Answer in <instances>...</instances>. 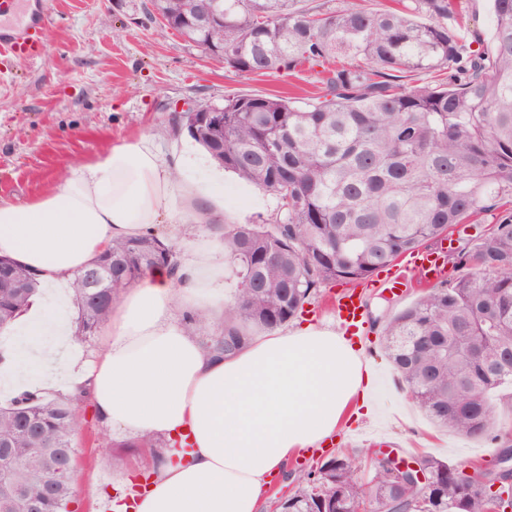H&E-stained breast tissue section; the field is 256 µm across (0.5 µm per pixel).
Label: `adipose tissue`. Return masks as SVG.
<instances>
[{
  "instance_id": "obj_1",
  "label": "adipose tissue",
  "mask_w": 512,
  "mask_h": 512,
  "mask_svg": "<svg viewBox=\"0 0 512 512\" xmlns=\"http://www.w3.org/2000/svg\"><path fill=\"white\" fill-rule=\"evenodd\" d=\"M207 166V181L183 174ZM224 170L188 142L161 157L150 137L71 165L37 200L0 201V256L36 271L45 289L19 322L32 336L7 393L73 397L89 390L101 421L166 438L151 483L111 512H265L273 475L332 436L346 415L372 411L361 346L304 325L253 337L218 357L187 325L224 320V246L184 242L176 274L157 269L114 306L100 350L83 358L69 312L74 277L113 241L179 224H220Z\"/></svg>"
}]
</instances>
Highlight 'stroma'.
<instances>
[{
  "mask_svg": "<svg viewBox=\"0 0 512 512\" xmlns=\"http://www.w3.org/2000/svg\"><path fill=\"white\" fill-rule=\"evenodd\" d=\"M148 0H30L28 14L44 31V52L30 60L0 48V200L26 202L49 193L66 169L92 160L120 140L152 137L161 153L186 139L173 118L178 108L223 104L236 94H278L299 100L320 90L317 69L291 74L241 75L207 58L199 48L146 12ZM448 24L472 50L490 51L494 38L492 0H456ZM229 203L227 221L244 224L268 216L277 206L269 194L245 192L234 174L221 187ZM339 282L321 289L294 326L337 327ZM368 324L360 338L367 370L388 388L385 412L361 417L332 435L327 445L289 461L272 480L275 491H292L301 469L323 457L351 455L359 477L369 480L377 449L369 440L389 441L402 460L432 455L453 464L499 469L502 447L512 446V405L496 402L499 442L474 440L434 425L415 405L379 344L387 320L417 298L418 289L396 298L361 287ZM75 495L71 512H96L103 496L129 492L133 470L147 471L154 451L128 447L126 435L112 431L91 401L79 409ZM112 447L100 446L102 437Z\"/></svg>",
  "mask_w": 512,
  "mask_h": 512,
  "instance_id": "stroma-1",
  "label": "stroma"
}]
</instances>
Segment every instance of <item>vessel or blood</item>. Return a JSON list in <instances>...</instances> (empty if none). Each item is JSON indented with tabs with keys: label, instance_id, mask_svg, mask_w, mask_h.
I'll list each match as a JSON object with an SVG mask.
<instances>
[{
	"label": "vessel or blood",
	"instance_id": "1",
	"mask_svg": "<svg viewBox=\"0 0 512 512\" xmlns=\"http://www.w3.org/2000/svg\"><path fill=\"white\" fill-rule=\"evenodd\" d=\"M0 47L36 59L41 55L42 44L34 37L32 25L16 23L7 28L0 27ZM447 251L448 244L442 239L436 248L409 252L401 266L377 278L375 285L390 296L402 297L408 294L411 283H437L446 274L444 257ZM336 313L345 331L359 332L364 320L360 295L353 290L342 293Z\"/></svg>",
	"mask_w": 512,
	"mask_h": 512
}]
</instances>
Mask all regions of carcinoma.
Segmentation results:
<instances>
[{
  "label": "carcinoma",
  "mask_w": 512,
  "mask_h": 512,
  "mask_svg": "<svg viewBox=\"0 0 512 512\" xmlns=\"http://www.w3.org/2000/svg\"><path fill=\"white\" fill-rule=\"evenodd\" d=\"M224 28L188 31V43L224 46L239 74L292 72L331 60L321 94L305 101L241 94L224 99V125H182L225 170L277 199L260 224H226L224 258L236 288L214 353L288 324L317 290L360 284L453 226L512 200V0L494 2V49L465 48L448 26L451 0H411L401 10L366 0H220ZM213 0H153L170 23L205 13ZM442 72L440 83L407 87L399 74ZM453 264L465 269L421 295L385 325L380 344L415 402L437 426L473 439L496 431L490 394L512 386V209ZM78 273L75 337L86 341L110 318L123 291L155 268L175 272L173 244L155 235L112 242ZM36 275L0 258V329L26 312ZM463 353L448 355V341ZM73 404L25 394L0 404V439L13 474L0 475V512H19L16 488L36 512H69L76 456ZM426 482L372 462L363 482L353 460L307 473L312 484L288 496L289 512H357L386 497L401 512H506L512 475L417 459Z\"/></svg>",
  "instance_id": "obj_1"
}]
</instances>
